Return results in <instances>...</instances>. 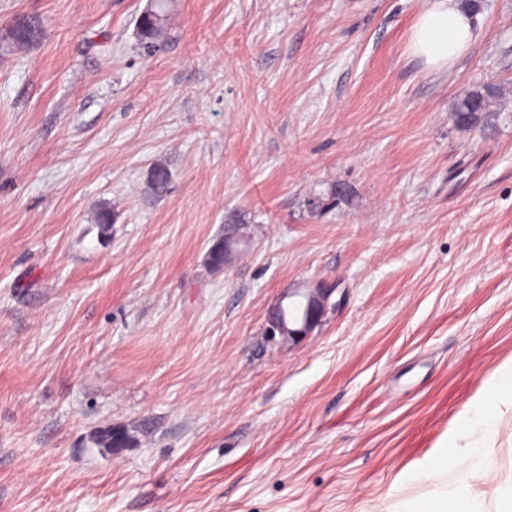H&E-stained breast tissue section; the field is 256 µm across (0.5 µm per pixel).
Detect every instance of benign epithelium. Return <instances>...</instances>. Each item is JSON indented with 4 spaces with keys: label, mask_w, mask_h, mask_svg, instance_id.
Segmentation results:
<instances>
[{
    "label": "benign epithelium",
    "mask_w": 512,
    "mask_h": 512,
    "mask_svg": "<svg viewBox=\"0 0 512 512\" xmlns=\"http://www.w3.org/2000/svg\"><path fill=\"white\" fill-rule=\"evenodd\" d=\"M336 293V288L317 286L296 294L281 295L271 306L266 322L268 341L288 346L305 342L323 325L328 313L340 306L342 299L335 298ZM284 307L291 312L286 325L277 317Z\"/></svg>",
    "instance_id": "benign-epithelium-1"
}]
</instances>
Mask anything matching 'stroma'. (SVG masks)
<instances>
[{
    "mask_svg": "<svg viewBox=\"0 0 512 512\" xmlns=\"http://www.w3.org/2000/svg\"><path fill=\"white\" fill-rule=\"evenodd\" d=\"M0 0V512H385L512 358V0ZM495 83L493 111L456 122ZM171 173L150 194L155 164ZM110 209L102 235L99 209ZM242 251L210 268L227 226ZM344 300L264 341L284 292ZM128 430L100 448L97 428ZM492 495L512 468L498 425ZM168 0H152L138 21L141 48L147 55L153 54L164 40L168 20ZM411 34V50L434 70L448 69L472 45L477 27L459 0H426ZM43 35L41 22L37 19L28 18V25L13 23L5 32L0 35L1 48L6 50H17L37 44ZM485 93L476 92L466 95L460 99L454 109L457 115V121L463 126H468L475 119L477 112H490L494 100L499 95V89L495 85H487Z\"/></svg>",
    "mask_w": 512,
    "mask_h": 512,
    "instance_id": "stroma-1",
    "label": "stroma"
}]
</instances>
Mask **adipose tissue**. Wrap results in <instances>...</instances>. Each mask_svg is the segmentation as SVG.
<instances>
[{
  "label": "adipose tissue",
  "mask_w": 512,
  "mask_h": 512,
  "mask_svg": "<svg viewBox=\"0 0 512 512\" xmlns=\"http://www.w3.org/2000/svg\"><path fill=\"white\" fill-rule=\"evenodd\" d=\"M477 27L459 0H427L411 34V50L435 70L451 66L472 45ZM512 409V360L501 365L485 381V393L475 398L462 416V425L429 461V468L442 472L454 468L457 447L491 448L496 443V422ZM388 512H485L484 503L467 478L454 485H434L407 506H391Z\"/></svg>",
  "instance_id": "obj_1"
}]
</instances>
